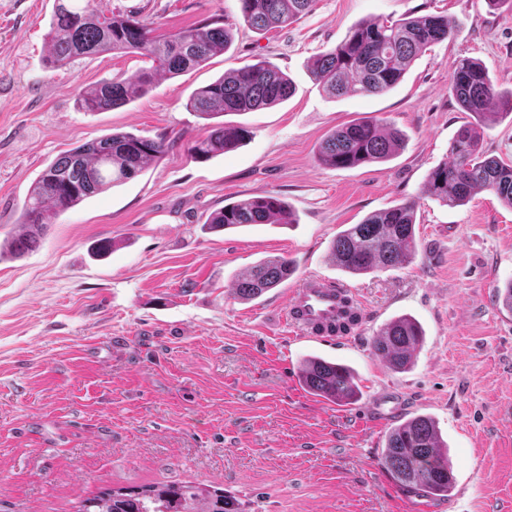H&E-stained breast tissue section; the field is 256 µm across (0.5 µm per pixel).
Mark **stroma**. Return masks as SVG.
Segmentation results:
<instances>
[{
	"mask_svg": "<svg viewBox=\"0 0 512 512\" xmlns=\"http://www.w3.org/2000/svg\"><path fill=\"white\" fill-rule=\"evenodd\" d=\"M168 32L215 16L229 49L140 99L82 112L84 89L144 67L103 53L51 69L55 0H0V240L19 234L30 186L57 157L115 130L170 142L126 183L55 216L35 248L0 259V512H75L103 488L180 481L223 489L245 512H486L512 500V311L495 298L512 279V208L475 192L450 208L421 195L469 121L449 92L461 58L512 91V8L488 0H316L293 23L258 33L238 0H96ZM447 16L452 35L382 95L332 98L309 72L354 25L405 14ZM264 58L287 73L285 102L224 115L250 135L195 159L210 123L187 99L224 71ZM386 119L406 135L389 161L318 165L323 138L353 120ZM270 192L291 224L215 231L224 205ZM416 203V256L350 275L329 258L336 235L368 214ZM283 256L293 275L244 301L239 275ZM352 288L362 321L340 343L290 335L284 308L304 278ZM407 315L424 331L413 366L391 369L372 342ZM350 366L360 396L339 405L300 380L303 359ZM432 418L455 475L448 498L399 487L382 465L390 423Z\"/></svg>",
	"mask_w": 512,
	"mask_h": 512,
	"instance_id": "stroma-1",
	"label": "stroma"
}]
</instances>
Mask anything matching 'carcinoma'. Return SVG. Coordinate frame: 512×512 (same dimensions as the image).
Returning <instances> with one entry per match:
<instances>
[{
    "mask_svg": "<svg viewBox=\"0 0 512 512\" xmlns=\"http://www.w3.org/2000/svg\"><path fill=\"white\" fill-rule=\"evenodd\" d=\"M245 22L263 32L285 26L312 10L316 0H238ZM452 34L448 17L427 14L396 21L361 22L346 38L313 64L311 77L332 97L347 94L381 95L396 87L418 56ZM51 68L64 67L90 55L112 52L136 54L152 62L128 78L98 83L80 94L84 112H104L146 95L159 76L175 78L224 52L232 33L218 18L156 34L153 23L133 15L104 14L95 0H56L47 33ZM451 93L475 120L459 127L451 144L452 160L433 167L422 193L450 208L465 204L477 190L490 191L512 207V163L486 155L485 123L480 117L495 105L512 112V93L501 94L486 68L464 58L453 78ZM294 91L287 74L265 59L225 71L192 92L186 107L205 119L230 112L267 108L287 100ZM248 136L240 126L216 122L188 150L206 160L233 150ZM404 142L403 134L383 120L364 118L331 132L320 143L316 160L329 168H352L383 162ZM165 139L130 131L111 132L59 157L33 182L21 211L24 233L0 244L17 258L31 251L51 216L85 199L125 183L167 152ZM288 204L272 193L259 194L213 212L215 228L255 224H292ZM416 255L415 205L410 201L368 215L333 240L329 258L341 270L360 274L398 268ZM294 272L284 257L261 261L242 273L237 295L251 299L288 280ZM423 343V331L409 317L390 321L372 343L376 355L391 368L405 370ZM300 378L312 394L337 404L357 400L359 389L352 370L319 356L303 360ZM382 461L403 489L442 499L455 486L448 457L440 449L433 420L416 416L391 428ZM77 512H241L239 503L220 489L200 490L169 482L137 488L102 489L83 499Z\"/></svg>",
    "mask_w": 512,
    "mask_h": 512,
    "instance_id": "cac0c4a2",
    "label": "carcinoma"
}]
</instances>
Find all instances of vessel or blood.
Instances as JSON below:
<instances>
[{"label":"vessel or blood","mask_w":512,"mask_h":512,"mask_svg":"<svg viewBox=\"0 0 512 512\" xmlns=\"http://www.w3.org/2000/svg\"><path fill=\"white\" fill-rule=\"evenodd\" d=\"M350 290L324 279L307 277L292 291L285 305V320L292 334L313 339H327L344 297Z\"/></svg>","instance_id":"vessel-or-blood-1"}]
</instances>
